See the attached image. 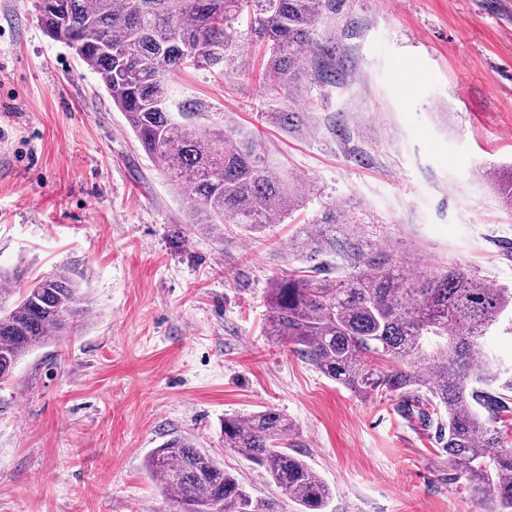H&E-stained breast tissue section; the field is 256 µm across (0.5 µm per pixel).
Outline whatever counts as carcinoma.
<instances>
[{
    "mask_svg": "<svg viewBox=\"0 0 512 512\" xmlns=\"http://www.w3.org/2000/svg\"><path fill=\"white\" fill-rule=\"evenodd\" d=\"M328 0H39L45 34L72 50L96 76L142 150L157 159L203 233L233 225L260 233L299 208L312 186L279 168L257 132L237 124L202 129L193 102L178 121L168 84L189 66L232 68L243 12L265 48L259 87L272 102L262 118L287 134L306 135L303 81L334 83L336 61L313 50ZM329 204L302 224L290 254L307 264L276 278L267 291L266 336L324 376L364 397L398 401L409 419L436 424L437 440L485 512H512V367L478 358L499 328L512 332V288L490 285L457 264L411 277L410 257L373 248L343 228ZM26 270L0 267V383L26 354L85 325L87 293L64 272L26 288ZM292 423L268 408L224 417V448L256 466L281 498L322 512L329 485L291 452ZM146 468L180 512H281L280 498L253 494L216 457L187 438L153 449Z\"/></svg>",
    "mask_w": 512,
    "mask_h": 512,
    "instance_id": "obj_1",
    "label": "carcinoma"
}]
</instances>
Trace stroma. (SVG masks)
<instances>
[{"instance_id":"35a3bbf8","label":"stroma","mask_w":512,"mask_h":512,"mask_svg":"<svg viewBox=\"0 0 512 512\" xmlns=\"http://www.w3.org/2000/svg\"><path fill=\"white\" fill-rule=\"evenodd\" d=\"M37 0H0V265L61 270L93 302L85 328L27 354L0 384V512H176L146 471L185 437L256 495L277 496L225 451L227 415L271 408L332 487L324 512H482L430 430L362 399L265 335L267 290L296 268L291 236L336 203L352 228L415 259L512 285V210L492 181L512 166V0H335L318 27L343 60L310 80L313 132L262 124L264 57L242 74L188 68L169 106L204 127L258 128L316 195L262 233L202 236L95 74L43 32Z\"/></svg>"}]
</instances>
